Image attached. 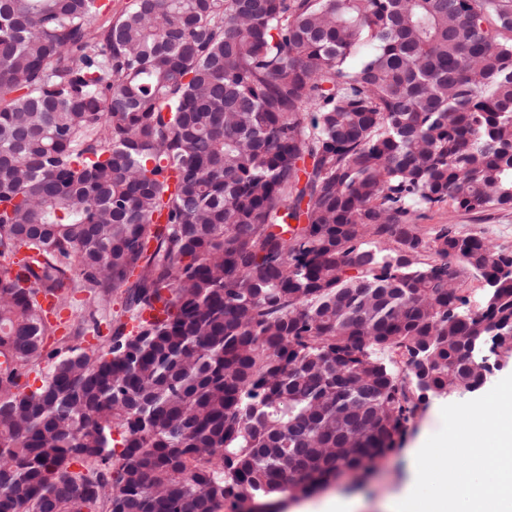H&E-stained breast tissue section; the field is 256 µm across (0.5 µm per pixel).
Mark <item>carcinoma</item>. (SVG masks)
Wrapping results in <instances>:
<instances>
[{
  "label": "carcinoma",
  "mask_w": 512,
  "mask_h": 512,
  "mask_svg": "<svg viewBox=\"0 0 512 512\" xmlns=\"http://www.w3.org/2000/svg\"><path fill=\"white\" fill-rule=\"evenodd\" d=\"M445 206L512 208V0H0V512L371 470L415 359L470 391L462 339L512 343V253ZM118 290L136 331L47 349ZM85 297V293H78L75 296L77 301L72 307L60 311L58 315H49L50 322L58 328L55 338L69 335L72 329V324L76 323L80 319L82 314L80 300L85 299Z\"/></svg>",
  "instance_id": "cac0c4a2"
}]
</instances>
